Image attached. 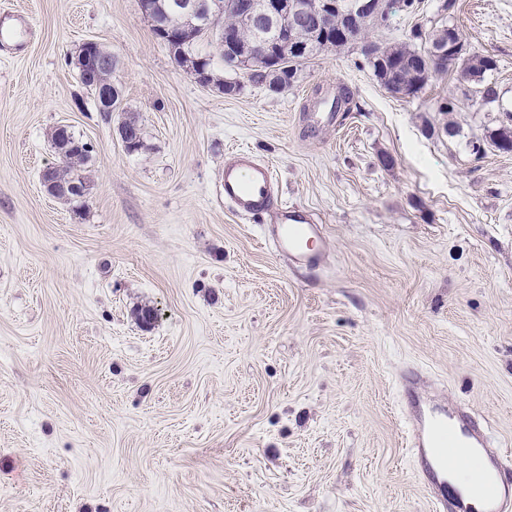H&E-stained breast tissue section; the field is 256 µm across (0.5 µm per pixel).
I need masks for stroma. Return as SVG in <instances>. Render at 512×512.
Returning <instances> with one entry per match:
<instances>
[{
    "mask_svg": "<svg viewBox=\"0 0 512 512\" xmlns=\"http://www.w3.org/2000/svg\"><path fill=\"white\" fill-rule=\"evenodd\" d=\"M440 3L372 40L408 41ZM0 7L33 24L21 52L0 49V512H429L403 446L405 367L512 445V154L489 143L512 111V0L453 13L498 61L490 112L455 72L391 95L357 45L274 93L200 43L240 82L230 96L174 61L139 0ZM87 41L114 59L109 117L79 80ZM341 86L349 111L316 122ZM60 125L91 147L78 214L41 183ZM236 148L322 224L320 268L263 245L273 213L225 205Z\"/></svg>",
    "mask_w": 512,
    "mask_h": 512,
    "instance_id": "1",
    "label": "stroma"
}]
</instances>
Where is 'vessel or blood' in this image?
Returning a JSON list of instances; mask_svg holds the SVG:
<instances>
[{"instance_id":"b4317fda","label":"vessel or blood","mask_w":512,"mask_h":512,"mask_svg":"<svg viewBox=\"0 0 512 512\" xmlns=\"http://www.w3.org/2000/svg\"><path fill=\"white\" fill-rule=\"evenodd\" d=\"M224 202L239 215L253 216L276 208V223L263 225L261 238L298 265L315 268L324 259L314 249L323 237L321 225L297 207L279 202L272 168L252 152L240 151L224 162ZM399 385L406 400L402 416L406 446L414 475L433 504V512H512V452L492 444L487 429L467 410L451 401H435L425 378L412 369L402 370ZM472 471L462 486L452 483L461 458Z\"/></svg>"}]
</instances>
